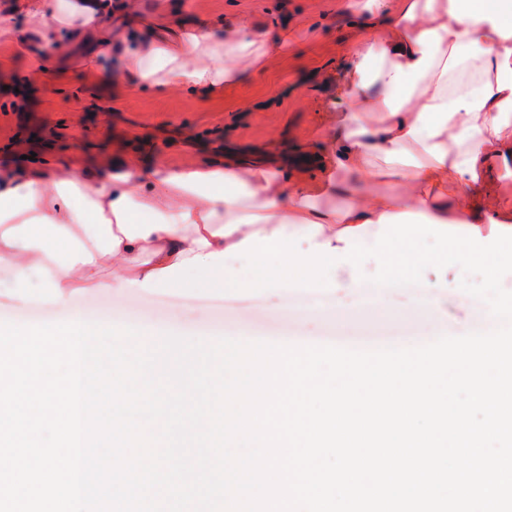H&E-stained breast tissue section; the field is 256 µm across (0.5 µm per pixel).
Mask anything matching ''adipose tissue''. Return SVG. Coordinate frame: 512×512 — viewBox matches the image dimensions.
I'll list each match as a JSON object with an SVG mask.
<instances>
[{
	"label": "adipose tissue",
	"instance_id": "adipose-tissue-1",
	"mask_svg": "<svg viewBox=\"0 0 512 512\" xmlns=\"http://www.w3.org/2000/svg\"><path fill=\"white\" fill-rule=\"evenodd\" d=\"M374 38L351 58L341 93L347 109L324 131L325 176L292 183L283 167L156 170L141 178L128 161L109 174L77 165L43 176L0 175V269L15 298L66 303L100 287L112 264L120 282H165L192 269L223 270L226 257L288 251L295 228L319 238L323 259L363 226L403 221L462 238L483 224L506 227L512 201L481 215L460 199L492 169L512 172V20L507 0H396ZM112 0H33V35L45 53L85 47L98 60L119 55L135 85L218 88L263 69L288 42L287 29L247 21L113 38L100 20ZM382 180L387 192L374 193ZM344 197L341 207L317 197Z\"/></svg>",
	"mask_w": 512,
	"mask_h": 512
}]
</instances>
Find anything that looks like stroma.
Wrapping results in <instances>:
<instances>
[{
    "mask_svg": "<svg viewBox=\"0 0 512 512\" xmlns=\"http://www.w3.org/2000/svg\"><path fill=\"white\" fill-rule=\"evenodd\" d=\"M142 27H218L234 18L288 27L295 38L262 71L208 96L131 85L119 60L96 62L80 51L34 66L30 0H0V18L15 33L0 38V168L77 163L92 173L128 158L142 169L223 164L286 167L291 179L314 183L312 163L328 146L319 132L345 106L337 82L354 47L374 32L366 0H136ZM296 265L271 251L226 262L225 273L203 278L191 270L151 288L83 289L65 305L17 302L10 273L0 271V320L53 323L64 313L139 330L145 342L162 335L213 340L229 336H361L376 333L400 345L490 330L483 301L460 289L463 271L426 268L419 287H376L372 301L323 284L324 308L289 306L291 289L307 278L304 259L318 250L307 234L288 233Z\"/></svg>",
    "mask_w": 512,
    "mask_h": 512,
    "instance_id": "stroma-1",
    "label": "stroma"
}]
</instances>
